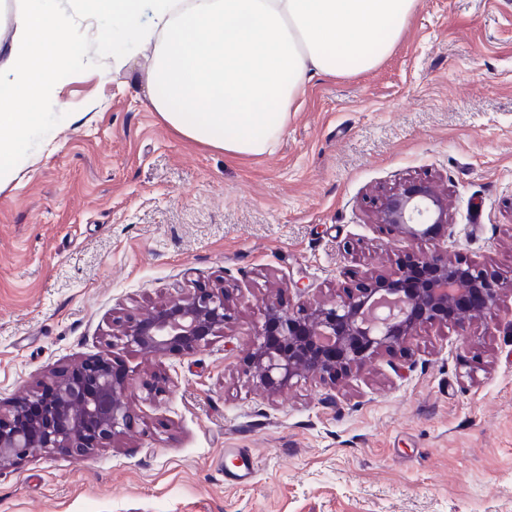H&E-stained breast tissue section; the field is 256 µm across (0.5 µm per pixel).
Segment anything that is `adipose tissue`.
<instances>
[{
  "mask_svg": "<svg viewBox=\"0 0 512 512\" xmlns=\"http://www.w3.org/2000/svg\"><path fill=\"white\" fill-rule=\"evenodd\" d=\"M0 16V187L38 124L68 58L57 16L14 0ZM75 12L108 14L151 48L128 89L178 134L233 155L271 152L293 108L319 76L374 69L400 40L418 0H70Z\"/></svg>",
  "mask_w": 512,
  "mask_h": 512,
  "instance_id": "1",
  "label": "adipose tissue"
}]
</instances>
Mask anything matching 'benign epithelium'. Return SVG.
Instances as JSON below:
<instances>
[{
  "mask_svg": "<svg viewBox=\"0 0 512 512\" xmlns=\"http://www.w3.org/2000/svg\"><path fill=\"white\" fill-rule=\"evenodd\" d=\"M378 221L409 241L449 224L448 200L433 182H410L376 198ZM500 288L477 264L435 251L396 270L373 272L331 304L301 316L267 304L268 324L255 333L253 377L276 390L295 377L334 380L372 356L400 348L423 323L464 324L463 316L498 304ZM224 289L180 293L124 326L126 344L145 353L184 356L224 333ZM125 381L112 373L111 350L48 377L40 391L0 412V467L36 451L82 457L126 429Z\"/></svg>",
  "mask_w": 512,
  "mask_h": 512,
  "instance_id": "1",
  "label": "benign epithelium"
}]
</instances>
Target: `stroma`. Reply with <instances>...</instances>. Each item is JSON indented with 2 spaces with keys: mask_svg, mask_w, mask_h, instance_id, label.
<instances>
[{
  "mask_svg": "<svg viewBox=\"0 0 512 512\" xmlns=\"http://www.w3.org/2000/svg\"><path fill=\"white\" fill-rule=\"evenodd\" d=\"M51 5L68 64L0 187V403L108 348L136 420L85 457L1 467L0 512H512V0H419L375 69L313 79L256 157L175 133L124 89L122 26ZM428 179L451 236L376 222L379 190ZM438 246L498 277L496 309L332 382L257 386L267 300L301 314ZM219 286L232 320L194 354L118 341L179 289ZM240 448L246 486L224 481Z\"/></svg>",
  "mask_w": 512,
  "mask_h": 512,
  "instance_id": "obj_1",
  "label": "stroma"
}]
</instances>
